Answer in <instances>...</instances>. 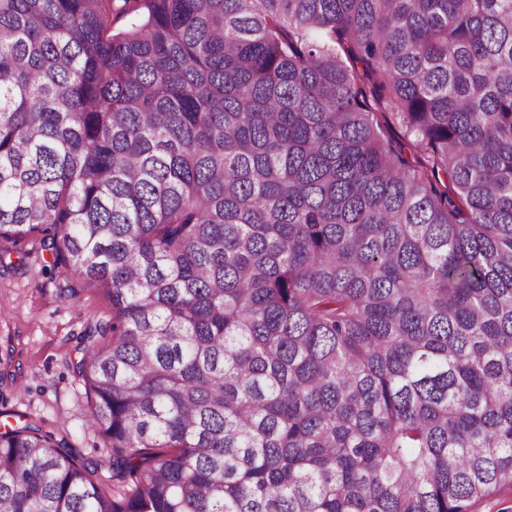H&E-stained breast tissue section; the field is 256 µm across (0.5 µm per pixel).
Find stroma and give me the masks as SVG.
Here are the masks:
<instances>
[{"instance_id": "stroma-1", "label": "stroma", "mask_w": 512, "mask_h": 512, "mask_svg": "<svg viewBox=\"0 0 512 512\" xmlns=\"http://www.w3.org/2000/svg\"><path fill=\"white\" fill-rule=\"evenodd\" d=\"M28 240L0 266V421H38L83 458L108 460L103 441L87 429V396L71 361L89 327L111 306L85 291L70 297L74 276L46 269Z\"/></svg>"}]
</instances>
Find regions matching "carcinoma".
Segmentation results:
<instances>
[{
  "instance_id": "carcinoma-1",
  "label": "carcinoma",
  "mask_w": 512,
  "mask_h": 512,
  "mask_svg": "<svg viewBox=\"0 0 512 512\" xmlns=\"http://www.w3.org/2000/svg\"><path fill=\"white\" fill-rule=\"evenodd\" d=\"M112 2L0 0V264L37 236L112 305L110 475L7 423L0 512L512 486V0ZM114 5L115 11L112 14V31L114 32L125 30L141 12V10L133 11L139 5L133 0L127 4L123 0H115Z\"/></svg>"
}]
</instances>
